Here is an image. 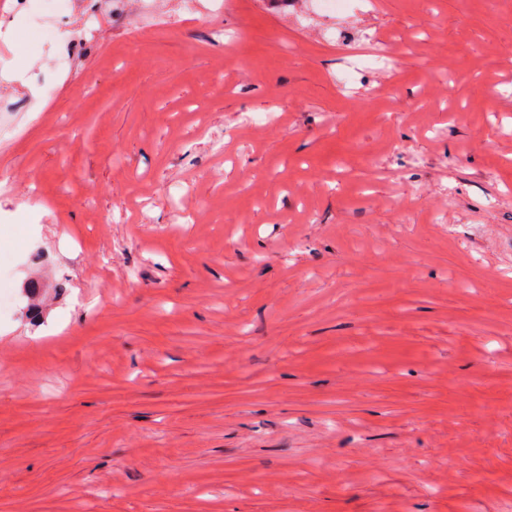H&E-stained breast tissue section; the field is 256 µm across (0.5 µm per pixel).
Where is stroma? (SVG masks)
<instances>
[{"instance_id":"1","label":"stroma","mask_w":512,"mask_h":512,"mask_svg":"<svg viewBox=\"0 0 512 512\" xmlns=\"http://www.w3.org/2000/svg\"><path fill=\"white\" fill-rule=\"evenodd\" d=\"M0 0V512H512V0Z\"/></svg>"}]
</instances>
